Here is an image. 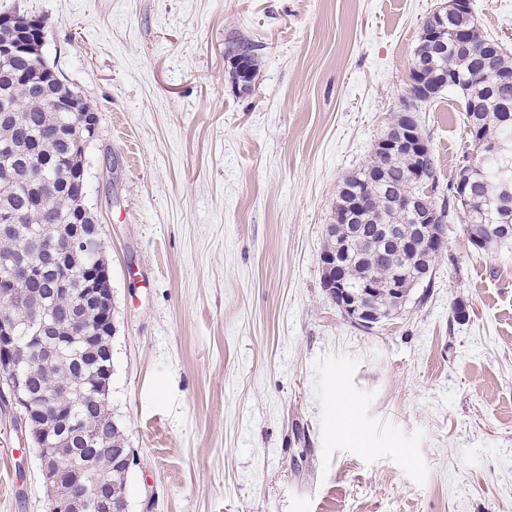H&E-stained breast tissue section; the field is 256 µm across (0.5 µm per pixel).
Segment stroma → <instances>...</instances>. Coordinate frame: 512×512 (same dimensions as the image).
Listing matches in <instances>:
<instances>
[{"label": "stroma", "mask_w": 512, "mask_h": 512, "mask_svg": "<svg viewBox=\"0 0 512 512\" xmlns=\"http://www.w3.org/2000/svg\"><path fill=\"white\" fill-rule=\"evenodd\" d=\"M442 2L0 0L43 20L45 60L100 116L85 195L129 512H512V242L474 249L450 221L430 287L370 330L322 286L340 180L401 112ZM472 8L512 54V0ZM237 35L264 45L247 92ZM418 115L448 182L470 149L460 97ZM45 510L0 408V512Z\"/></svg>", "instance_id": "obj_1"}]
</instances>
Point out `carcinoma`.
Masks as SVG:
<instances>
[{"label": "carcinoma", "instance_id": "obj_1", "mask_svg": "<svg viewBox=\"0 0 512 512\" xmlns=\"http://www.w3.org/2000/svg\"><path fill=\"white\" fill-rule=\"evenodd\" d=\"M448 26L464 34L467 46L459 48L451 39L429 47L418 46L416 58L426 64V74L453 67L457 76L468 84L461 97L466 112L467 136L477 153L489 143L502 160L512 161V55L485 38L470 16L454 14ZM227 55L246 58L256 69L259 44L248 37L228 42ZM37 61L31 58L0 57V159L14 161V185L0 193V211H14L19 221L0 222V259L30 258L39 280L22 296L20 305L9 308L0 304V315L9 314L18 325V335L26 340L40 325L41 313L53 312L55 327L48 335L56 338L61 353L51 361L33 357L25 366L29 376L32 404L38 417H52L55 409L46 405L47 396L64 389L85 390L92 385L96 366L89 363L80 344L68 345L73 321L95 325L111 305V298L85 299L87 270L95 253H67V239L76 222L92 227L88 219H79L86 210L84 198L73 189L84 182L82 157L86 140L77 144L66 138L76 118L71 112L49 108L42 94L29 84L28 76ZM486 164L457 170L440 187L437 159L430 151L419 158L413 155L381 157L377 154L365 166L348 173L342 180L334 211V224L327 229L321 258L336 251V225L345 223L343 203L361 193L368 207L356 215L353 223L365 225L366 232L346 249L347 277L358 286L365 277L378 288L375 301L383 308L391 306L388 283L394 272L404 266L400 246L391 244L389 251H375V240L384 224H397L407 232L414 219L400 211L397 201L404 196H418L439 214L442 224L457 219L466 225L470 242L488 250L508 242L499 225H512V208L503 212L500 184L484 172ZM52 182L54 191L40 200L33 198L40 180ZM464 182L466 194L476 200L469 212L460 210L456 198L458 183ZM51 237L60 242L66 253L63 266L57 257L38 253L39 240ZM72 415L81 419L80 432L70 434L71 445L54 457L53 464L71 467L73 455L82 454L107 466L112 449L125 446L126 434L121 425L109 426L112 414L109 398L87 396L72 407Z\"/></svg>", "mask_w": 512, "mask_h": 512}]
</instances>
